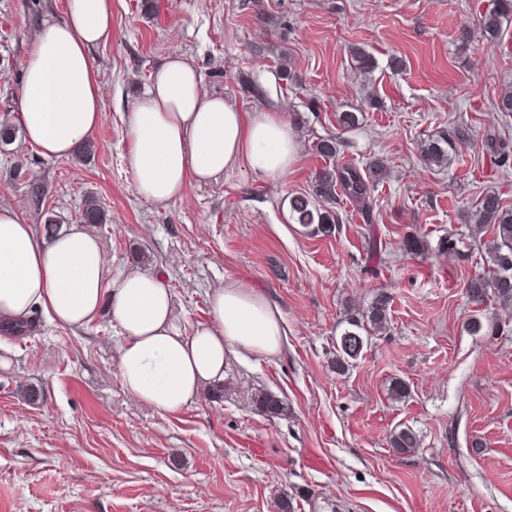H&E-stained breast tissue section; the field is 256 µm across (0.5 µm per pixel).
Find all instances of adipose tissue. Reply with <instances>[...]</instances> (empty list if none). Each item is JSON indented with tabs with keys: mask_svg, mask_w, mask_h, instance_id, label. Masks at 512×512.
Masks as SVG:
<instances>
[{
	"mask_svg": "<svg viewBox=\"0 0 512 512\" xmlns=\"http://www.w3.org/2000/svg\"><path fill=\"white\" fill-rule=\"evenodd\" d=\"M111 39L112 0H65L62 16L40 21L22 63L17 123L43 155H71L100 124L105 100L94 52ZM127 135L133 187L157 204L240 166L278 180L299 151L280 113L244 119L204 89L194 62L180 54L158 65L148 93L134 101ZM208 308V322L186 330L161 275L113 274L87 230L74 226L48 237L0 206V326L37 309L67 327L108 313L120 337L118 377L137 404L178 412L223 382L228 354L282 350L283 317L262 290L230 282L209 294Z\"/></svg>",
	"mask_w": 512,
	"mask_h": 512,
	"instance_id": "1",
	"label": "adipose tissue"
}]
</instances>
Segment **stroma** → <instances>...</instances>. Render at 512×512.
<instances>
[{"mask_svg":"<svg viewBox=\"0 0 512 512\" xmlns=\"http://www.w3.org/2000/svg\"><path fill=\"white\" fill-rule=\"evenodd\" d=\"M23 0H0V57L11 68L0 97L18 94L36 28ZM494 0H112V40L95 51L106 90L91 154L49 158L24 138L0 144V205L42 225L16 164L41 181L61 229L86 198L107 220L89 225L109 267L163 274L186 327L208 317V295L241 281L277 303L287 338L273 357L229 356L231 388L175 414L138 405L117 376L109 315L82 329L34 312L37 328L1 336L0 512H512V311L471 303L466 288L483 254L413 256L412 232L437 244L467 233L475 201L492 191L512 208V169L481 145L512 140V115L493 105L512 89V20L484 39ZM376 68L360 77L357 51ZM183 53L208 91L243 113H283L300 155L277 189L239 168L161 206L138 196L125 112L153 70ZM402 69H394L395 61ZM293 77L284 80L280 65ZM359 112L352 129L342 112ZM472 127L477 148L446 167L420 159L425 140ZM336 143L337 164L381 162L388 175L369 214L338 195V220L311 233L289 200L309 193ZM391 298L389 326L361 359L337 371L347 318ZM483 325L468 329L470 319ZM406 397L392 395L395 382ZM39 397L28 400V389ZM260 392L288 411L263 414ZM418 448L396 453L393 432Z\"/></svg>","mask_w":512,"mask_h":512,"instance_id":"stroma-1","label":"stroma"}]
</instances>
